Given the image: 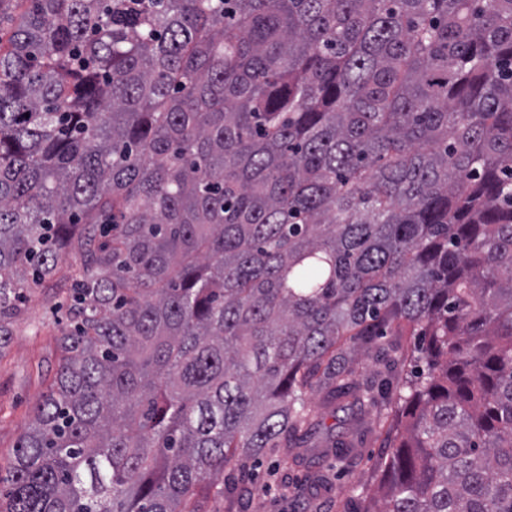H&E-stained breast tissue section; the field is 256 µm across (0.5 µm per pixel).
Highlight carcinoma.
Wrapping results in <instances>:
<instances>
[{"label":"carcinoma","instance_id":"obj_1","mask_svg":"<svg viewBox=\"0 0 512 512\" xmlns=\"http://www.w3.org/2000/svg\"><path fill=\"white\" fill-rule=\"evenodd\" d=\"M2 32L0 351L81 263L0 512H203L330 454L334 406L388 442L359 512H512V0H0Z\"/></svg>","mask_w":512,"mask_h":512}]
</instances>
